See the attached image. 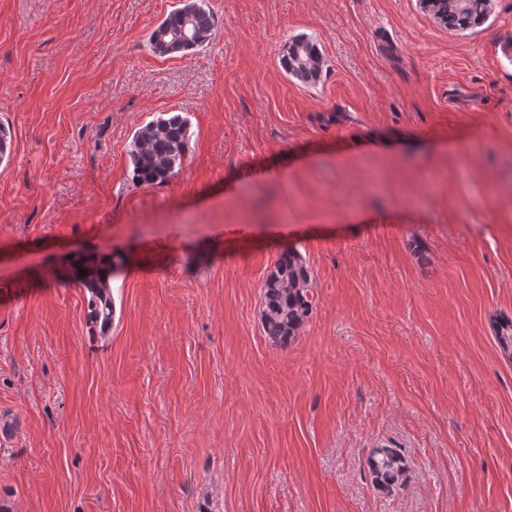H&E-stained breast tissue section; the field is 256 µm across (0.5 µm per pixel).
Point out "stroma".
Returning a JSON list of instances; mask_svg holds the SVG:
<instances>
[{
    "mask_svg": "<svg viewBox=\"0 0 512 512\" xmlns=\"http://www.w3.org/2000/svg\"><path fill=\"white\" fill-rule=\"evenodd\" d=\"M209 44L146 47L179 0H0L5 512H512V0L464 33L418 0H205ZM315 42L316 84L281 63ZM187 117L182 170L134 131ZM316 295L271 344L262 287ZM121 252L89 333L80 253ZM410 474L375 490L366 459ZM189 139V120L179 114L160 115L141 125L133 135L129 154L133 183H169L183 168ZM261 326L274 345L286 347L300 334L314 306L308 267L293 248L283 250L263 284ZM366 463L374 487L378 490L391 492L407 482L408 462L398 448L390 446L374 448Z\"/></svg>",
    "mask_w": 512,
    "mask_h": 512,
    "instance_id": "stroma-1",
    "label": "stroma"
}]
</instances>
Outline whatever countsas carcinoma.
<instances>
[{
    "instance_id": "cac0c4a2",
    "label": "carcinoma",
    "mask_w": 512,
    "mask_h": 512,
    "mask_svg": "<svg viewBox=\"0 0 512 512\" xmlns=\"http://www.w3.org/2000/svg\"><path fill=\"white\" fill-rule=\"evenodd\" d=\"M424 9L450 32H465L484 25L492 15L494 0H421ZM215 25L213 14L203 3L189 0L172 9L151 31L148 49L161 56L196 51L207 46ZM192 40L177 39L183 29ZM282 64L288 74L305 83L319 80L325 60L316 44L294 38L285 45ZM190 139L189 120L179 114L157 116L134 133L130 163L132 180L138 186L169 183L183 168ZM117 252L80 255L71 266V276L87 295L86 323L92 333L104 337L112 327L115 303L112 273L121 264ZM85 270L79 274V270ZM314 306V289L308 267L293 248L283 250L263 284L261 326L273 344L286 347L300 334ZM367 468L374 487L391 492L406 484L409 466L400 449L382 446L372 450Z\"/></svg>"
}]
</instances>
